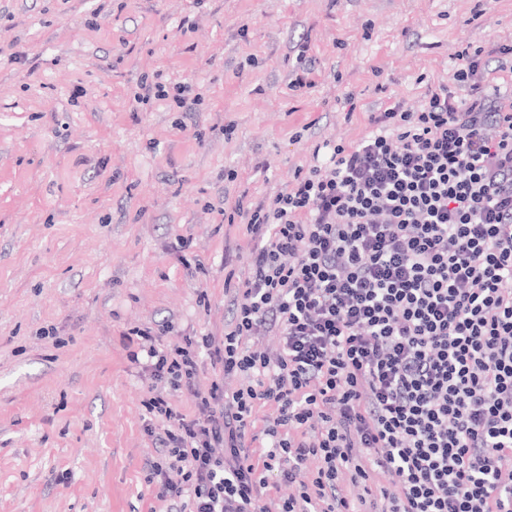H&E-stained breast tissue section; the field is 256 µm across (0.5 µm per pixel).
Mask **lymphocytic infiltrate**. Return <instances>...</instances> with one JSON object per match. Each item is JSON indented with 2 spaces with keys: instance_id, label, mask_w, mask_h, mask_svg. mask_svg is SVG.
I'll use <instances>...</instances> for the list:
<instances>
[{
  "instance_id": "f902f5d3",
  "label": "lymphocytic infiltrate",
  "mask_w": 512,
  "mask_h": 512,
  "mask_svg": "<svg viewBox=\"0 0 512 512\" xmlns=\"http://www.w3.org/2000/svg\"><path fill=\"white\" fill-rule=\"evenodd\" d=\"M479 67L450 75L468 98L443 86L418 111L394 105L243 209L250 273L216 355L248 385L201 393L197 341L139 331L152 375L201 411L146 404L167 422L149 480L175 512H512V110ZM269 331L274 353L248 347ZM261 403L276 414L258 434ZM271 473L297 493L272 498Z\"/></svg>"
}]
</instances>
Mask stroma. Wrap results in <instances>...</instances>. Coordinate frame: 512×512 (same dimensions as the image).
<instances>
[{"label": "stroma", "instance_id": "obj_1", "mask_svg": "<svg viewBox=\"0 0 512 512\" xmlns=\"http://www.w3.org/2000/svg\"><path fill=\"white\" fill-rule=\"evenodd\" d=\"M507 46L512 0H0V512H170L144 402L199 409L127 333L210 337L196 387L245 386L214 355L249 273L236 202L419 108L464 54L512 104ZM157 74L196 111L136 102Z\"/></svg>", "mask_w": 512, "mask_h": 512}]
</instances>
